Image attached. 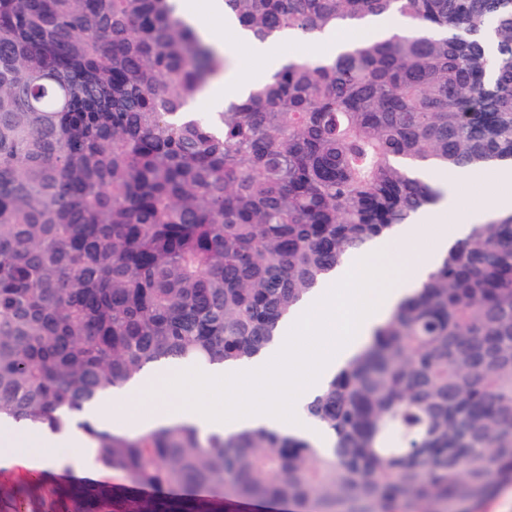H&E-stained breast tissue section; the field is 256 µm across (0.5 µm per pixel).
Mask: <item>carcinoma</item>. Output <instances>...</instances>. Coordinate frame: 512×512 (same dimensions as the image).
<instances>
[{"mask_svg":"<svg viewBox=\"0 0 512 512\" xmlns=\"http://www.w3.org/2000/svg\"><path fill=\"white\" fill-rule=\"evenodd\" d=\"M296 57L207 114L224 70L179 0H0V422L52 433L171 360L266 350L349 251L512 166V0H223ZM266 429L77 427L112 484L46 512H482L512 486V214L473 225L307 407ZM361 30L353 29V27H344L338 31H330L317 35L315 40L310 44L325 45L332 53H336V37L340 42H353L361 38L363 35Z\"/></svg>","mask_w":512,"mask_h":512,"instance_id":"cac0c4a2","label":"carcinoma"}]
</instances>
